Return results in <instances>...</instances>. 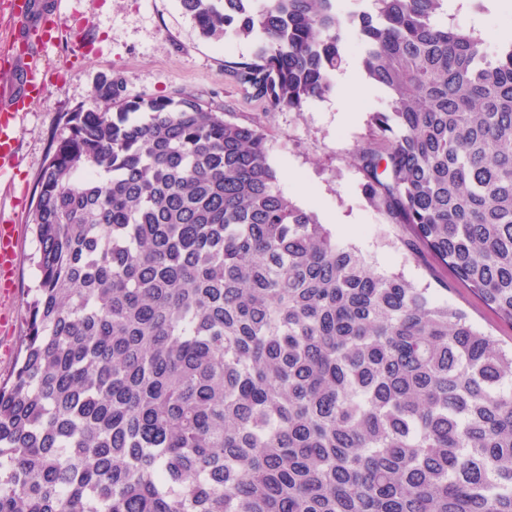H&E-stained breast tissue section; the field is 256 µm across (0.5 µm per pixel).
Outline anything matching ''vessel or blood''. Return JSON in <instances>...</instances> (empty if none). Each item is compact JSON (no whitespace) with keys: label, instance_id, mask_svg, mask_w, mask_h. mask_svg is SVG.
I'll use <instances>...</instances> for the list:
<instances>
[{"label":"vessel or blood","instance_id":"b4317fda","mask_svg":"<svg viewBox=\"0 0 512 512\" xmlns=\"http://www.w3.org/2000/svg\"><path fill=\"white\" fill-rule=\"evenodd\" d=\"M12 29L9 36L11 56L22 72L19 90L0 96V178H6L19 158L18 140L14 121L19 111L28 109L38 101L45 90L39 49L52 41L50 28L34 29L30 17L33 0H8ZM16 227L0 225V271L12 270L17 256Z\"/></svg>","mask_w":512,"mask_h":512}]
</instances>
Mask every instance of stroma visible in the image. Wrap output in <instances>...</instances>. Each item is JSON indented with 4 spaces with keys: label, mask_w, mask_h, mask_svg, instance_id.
Listing matches in <instances>:
<instances>
[{
    "label": "stroma",
    "mask_w": 512,
    "mask_h": 512,
    "mask_svg": "<svg viewBox=\"0 0 512 512\" xmlns=\"http://www.w3.org/2000/svg\"><path fill=\"white\" fill-rule=\"evenodd\" d=\"M35 0L33 20L50 15L56 38L41 51L49 88L16 121L19 162L0 185V224L16 225L17 259L6 303L12 321L0 330V375L13 368L25 329L28 290L36 284L37 249L29 215L50 143L63 113L90 105L95 85L118 77L129 97H171L188 92L226 119L261 127L278 186L291 201L330 225L337 242L359 248L379 270L402 274L437 302L458 308L481 330L512 344V324L502 320L432 255L412 258L401 246L405 231L367 202L354 149L369 134L371 115L388 109V94L359 77L355 87L334 84L302 111H266L232 82L224 66L252 57L255 43L235 35L203 37L179 0Z\"/></svg>",
    "instance_id": "35a3bbf8"
}]
</instances>
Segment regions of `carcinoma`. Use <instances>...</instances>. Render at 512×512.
<instances>
[{"mask_svg": "<svg viewBox=\"0 0 512 512\" xmlns=\"http://www.w3.org/2000/svg\"><path fill=\"white\" fill-rule=\"evenodd\" d=\"M446 0H179L266 111L325 96L343 36L390 111L369 204L512 324V38ZM104 78L63 114L37 285L0 376V512H512V350L278 187L266 137Z\"/></svg>", "mask_w": 512, "mask_h": 512, "instance_id": "obj_1", "label": "carcinoma"}]
</instances>
